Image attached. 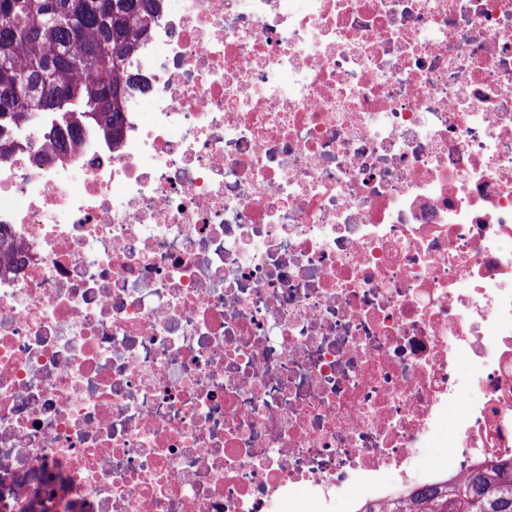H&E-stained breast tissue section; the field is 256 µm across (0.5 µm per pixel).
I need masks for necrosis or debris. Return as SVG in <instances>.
Wrapping results in <instances>:
<instances>
[{"label": "necrosis or debris", "instance_id": "obj_1", "mask_svg": "<svg viewBox=\"0 0 512 512\" xmlns=\"http://www.w3.org/2000/svg\"><path fill=\"white\" fill-rule=\"evenodd\" d=\"M129 71L0 158V512L512 460V0H166Z\"/></svg>", "mask_w": 512, "mask_h": 512}]
</instances>
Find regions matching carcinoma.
Listing matches in <instances>:
<instances>
[{"label":"carcinoma","mask_w":512,"mask_h":512,"mask_svg":"<svg viewBox=\"0 0 512 512\" xmlns=\"http://www.w3.org/2000/svg\"><path fill=\"white\" fill-rule=\"evenodd\" d=\"M47 0H0L13 26L0 30V112L31 113L35 95L63 94L77 113L64 126L75 140L84 126L117 137L129 60L164 0H54L58 16H44ZM0 120V157L16 146ZM392 512H512V461L484 465L450 486H415Z\"/></svg>","instance_id":"cac0c4a2"}]
</instances>
